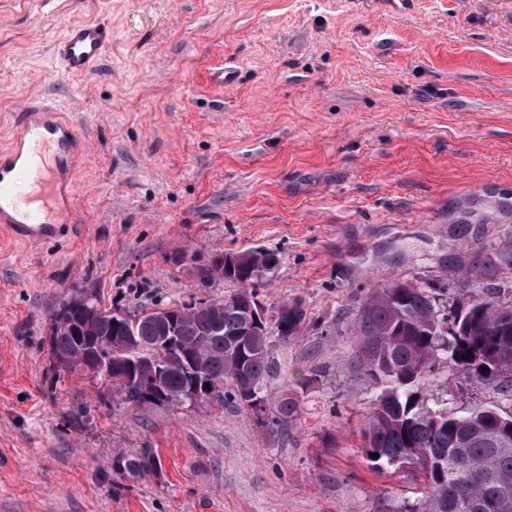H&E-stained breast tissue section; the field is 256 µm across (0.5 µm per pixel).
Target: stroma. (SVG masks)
I'll return each instance as SVG.
<instances>
[{"label": "stroma", "instance_id": "35a3bbf8", "mask_svg": "<svg viewBox=\"0 0 512 512\" xmlns=\"http://www.w3.org/2000/svg\"><path fill=\"white\" fill-rule=\"evenodd\" d=\"M104 20L112 47L70 76L54 44ZM228 87L210 83L218 63ZM29 102L88 147L78 222L45 244L0 235V512H405L408 470L371 468L360 428L378 386L353 331L371 286L411 280L440 305L479 291L451 254L512 241V0H0V148ZM274 253L258 298L300 302L270 339L260 412L215 400L122 405L57 371L59 305L130 311L239 287L213 256ZM421 384L459 411L512 412L435 358ZM297 419L267 421L282 396ZM153 449L151 472L119 461ZM285 311H288V313H284ZM277 314L280 315L279 321L283 322L285 326L284 336L279 337L283 339L296 337L306 317L301 305L298 303L288 304V301H286L278 308Z\"/></svg>", "mask_w": 512, "mask_h": 512}]
</instances>
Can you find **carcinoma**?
<instances>
[{
    "label": "carcinoma",
    "instance_id": "carcinoma-1",
    "mask_svg": "<svg viewBox=\"0 0 512 512\" xmlns=\"http://www.w3.org/2000/svg\"><path fill=\"white\" fill-rule=\"evenodd\" d=\"M263 251L227 255L222 280L245 287L209 306L174 307L180 319L183 345L168 351L170 371L162 382L168 404H181L187 385L176 367L185 349L209 355L204 377L215 386L214 398L243 403L239 383L250 381L256 389L271 371V332L261 327L244 331L245 317L240 303L257 296L258 275L264 264ZM512 268V244L497 247L492 255H475L467 276L482 289L464 311L441 312L431 289L410 280L379 284L369 291L355 319L362 352L374 375L382 381L377 403L360 431V448L372 466L408 464L419 468L424 486L411 512H512V413L494 406L469 409L463 415L448 412L420 385L421 373L438 354H444L473 381L498 390L512 380V300L486 283L501 268ZM253 290H247V287ZM84 319L77 329L61 326L52 331L48 343L50 358L69 355L81 358L82 366L71 373L88 376L92 360L82 358L81 339L97 336L105 343L112 335V315ZM285 326L284 338L299 333L306 317L298 303H283L277 310ZM135 330L136 342L123 350L133 360L143 347H153L160 335L158 312H141ZM122 403L144 408L139 389L123 386ZM298 414V403L282 399L272 412V424L279 426ZM379 457H373V454ZM159 457L144 449L131 465L155 470Z\"/></svg>",
    "mask_w": 512,
    "mask_h": 512
}]
</instances>
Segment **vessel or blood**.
Wrapping results in <instances>:
<instances>
[{
    "instance_id": "vessel-or-blood-1",
    "label": "vessel or blood",
    "mask_w": 512,
    "mask_h": 512,
    "mask_svg": "<svg viewBox=\"0 0 512 512\" xmlns=\"http://www.w3.org/2000/svg\"><path fill=\"white\" fill-rule=\"evenodd\" d=\"M112 43L109 23L70 24L56 43V55L69 75H81L100 61ZM20 140L0 152V224L32 242L51 240L56 226L72 222L73 186L66 176L78 147L72 126L53 108L25 107L19 114ZM34 180L32 197L18 196V182Z\"/></svg>"
}]
</instances>
